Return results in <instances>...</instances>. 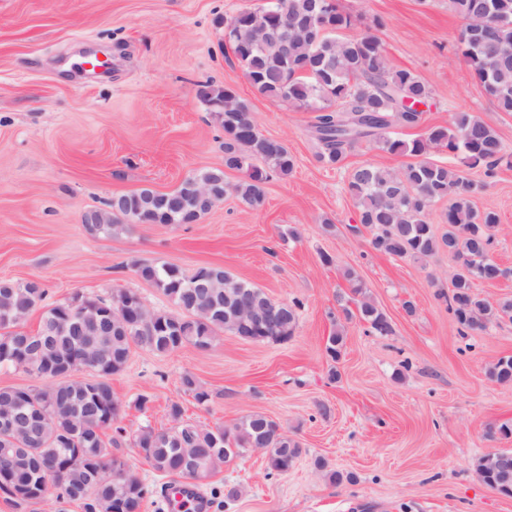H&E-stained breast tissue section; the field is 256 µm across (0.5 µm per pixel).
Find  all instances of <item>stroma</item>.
<instances>
[{"mask_svg":"<svg viewBox=\"0 0 512 512\" xmlns=\"http://www.w3.org/2000/svg\"><path fill=\"white\" fill-rule=\"evenodd\" d=\"M264 3L0 0V280L40 281L54 301L130 290L149 308L168 310L171 302L137 265L166 263L188 275L215 265L275 300L300 302L288 341L244 342L226 332L203 352L136 348L112 377L123 405L120 452L146 483L158 478L133 438L145 426L171 427L174 402L183 421L203 429L260 412L299 442L300 458L282 474L268 475L264 452L251 449L224 464L211 483L237 495L209 512H512V498L476 472L483 455L512 450V437L498 432L512 425V383L488 377L512 356V320L460 329L444 298L452 256L398 259L370 246L345 191L348 173L363 164L398 169L407 159L363 144L343 168L328 166L312 133L314 112L254 90L217 21ZM337 5L353 20L342 37L372 31L390 63L430 89L420 125L395 128L397 137L419 138L468 112L494 126L512 154V113L499 111L475 79L459 45L463 22L448 0ZM97 56L105 69L88 71ZM206 81L232 88L259 131L288 146L293 172L269 173L257 208L229 195L193 224L89 233L83 214L112 196L168 192L223 165L224 132L196 95ZM469 177L482 186L474 207L500 217L492 256L512 268V165ZM326 221L333 232H323ZM325 253L332 264H322ZM349 270L389 318V335L356 317L337 325L354 304ZM407 300L414 316L403 311ZM339 326L345 344L333 380L325 347ZM187 373L209 392L207 405L183 388ZM142 394L150 401L141 411Z\"/></svg>","mask_w":512,"mask_h":512,"instance_id":"35a3bbf8","label":"stroma"}]
</instances>
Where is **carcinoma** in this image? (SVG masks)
<instances>
[{"label": "carcinoma", "mask_w": 512, "mask_h": 512, "mask_svg": "<svg viewBox=\"0 0 512 512\" xmlns=\"http://www.w3.org/2000/svg\"><path fill=\"white\" fill-rule=\"evenodd\" d=\"M268 0L266 6L243 10L222 20L224 40L244 70L252 87L262 96L286 101L317 113L312 125L321 144L319 159L340 166L347 154L371 142L389 154L413 158L401 170L373 165L353 168L346 192L360 209V223L371 232L372 248L382 254L425 259L446 251L460 261L451 275L448 310L464 330L482 331L504 317L512 319V297L491 302L474 291L478 281H497L512 275L491 256L499 224L493 211H478L471 197L481 186L467 178V170L493 169L505 154L497 131L467 112L456 114L452 126H435L410 142L392 136L391 128L414 127L420 112L401 111L404 97L426 99L428 86L412 71L392 66L378 37L363 32L340 38L336 32L351 26V16L334 0ZM464 21L463 29L480 24L496 9L498 0H448ZM288 22V53L270 36L277 24ZM330 31L312 41L308 26ZM461 51L486 94L501 112H512V16L501 21L493 34L478 43L461 33ZM224 131V167L202 170L169 192L142 188L112 197L109 209L90 210L83 224L92 234L111 235L129 224H193L206 214L198 208L199 186L207 187L211 205L236 195L256 208L264 202L266 170L281 176L292 173L295 160L285 143L264 136L250 108L227 87L210 83L198 90ZM442 148L460 157L461 166L448 168L427 155ZM246 172L241 181H225V170ZM448 201V229L438 233L428 222L431 206ZM142 277L153 283L177 307L146 311L152 329L144 334L125 332L112 321H101V312L123 305L129 290H120L105 301L76 292L63 302L46 303L48 290L34 280H0V366L21 368L46 381L43 387L0 388V411L14 409L16 426L0 428V491L11 505L32 506L53 492L60 505H77L82 512H141L153 489L127 468L119 481L112 480V465L120 447L117 437L105 430L119 416L121 404L110 379L127 363L132 347L165 355L184 345L209 346L223 332L253 335L252 324L233 326L229 298L239 291L260 288L240 280L221 266H206L185 275L173 265H142ZM42 310L40 325L56 330L52 347L24 344L15 331L16 320ZM300 303L285 302L282 316L266 342H284L299 322ZM359 315L378 336L392 332L386 315L369 301L358 305ZM200 313L205 322L191 315ZM343 336L328 338L326 353L333 362L330 375L338 377L336 363L342 355ZM491 381L512 382V356L502 357L488 371ZM182 386L200 405L209 394L187 373ZM170 418L177 425L165 430L146 426L134 445L143 449L147 465L160 477L184 471V462L204 459L199 483L214 476L225 463L254 446L265 449L269 473H285L302 453L272 418L252 413L232 429H201L182 423V408L173 403ZM488 487L512 496V450L482 456L476 466Z\"/></svg>", "instance_id": "obj_1"}]
</instances>
